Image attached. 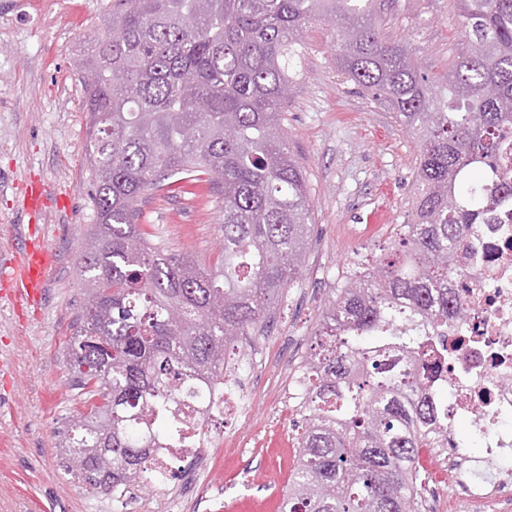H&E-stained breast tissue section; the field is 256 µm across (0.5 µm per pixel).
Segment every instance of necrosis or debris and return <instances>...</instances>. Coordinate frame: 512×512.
<instances>
[{"label":"necrosis or debris","mask_w":512,"mask_h":512,"mask_svg":"<svg viewBox=\"0 0 512 512\" xmlns=\"http://www.w3.org/2000/svg\"><path fill=\"white\" fill-rule=\"evenodd\" d=\"M461 266L451 288L462 306L450 317L447 370L431 383L448 395L449 423L470 417L485 454L475 457L455 434H430L425 457L448 451L447 476L434 475L424 491L427 512H512V481L504 478L502 458L512 455V193L476 225L456 257ZM208 399L191 416L175 423L179 445L156 449L151 469L156 483L168 480L177 463L196 460L224 417L248 416L249 397H238L218 381L207 387Z\"/></svg>","instance_id":"obj_1"}]
</instances>
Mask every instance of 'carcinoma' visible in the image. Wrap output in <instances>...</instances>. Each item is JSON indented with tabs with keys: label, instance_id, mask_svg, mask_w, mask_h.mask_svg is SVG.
<instances>
[{
	"label": "carcinoma",
	"instance_id": "cac0c4a2",
	"mask_svg": "<svg viewBox=\"0 0 512 512\" xmlns=\"http://www.w3.org/2000/svg\"><path fill=\"white\" fill-rule=\"evenodd\" d=\"M472 52L440 75L383 41L375 0H117L74 69L97 224L78 262L84 301L67 354L84 390L59 453L112 495L143 483L180 399H205L224 355L299 279L312 205L282 125L303 29L333 26L348 79L419 143L413 218L389 257L350 275L306 360L310 398L283 512H419L424 432L445 404L435 331L472 225L512 161V0H456ZM205 181L224 198L211 266L153 244L144 192Z\"/></svg>",
	"mask_w": 512,
	"mask_h": 512
}]
</instances>
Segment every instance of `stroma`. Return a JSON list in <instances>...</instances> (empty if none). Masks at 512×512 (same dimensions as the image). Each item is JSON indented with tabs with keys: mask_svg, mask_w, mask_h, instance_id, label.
<instances>
[{
	"mask_svg": "<svg viewBox=\"0 0 512 512\" xmlns=\"http://www.w3.org/2000/svg\"><path fill=\"white\" fill-rule=\"evenodd\" d=\"M114 0H0V263L29 233L42 232L54 256L45 297L16 306L0 282V512H122L111 497L67 475L57 450L67 419L82 407L72 385L67 342L81 307L77 265L95 222L85 162L86 97L71 64L84 33ZM384 40L405 46L423 70L442 73L465 55L455 0H385L376 14ZM306 50L284 126L306 177L313 246L298 286L286 289L267 328L248 343L269 358L249 388L252 413L218 428L206 449L207 512H279L297 454L296 417L281 399L289 372L279 355L292 337L310 346L357 256L389 254L413 213L414 135L342 74L327 24L303 32ZM46 190L41 214L21 200L29 181ZM224 200L205 182L166 195L145 192L138 224L172 253L214 263L224 245ZM248 445L237 456L229 441Z\"/></svg>",
	"mask_w": 512,
	"mask_h": 512,
	"instance_id": "35a3bbf8",
	"label": "stroma"
}]
</instances>
